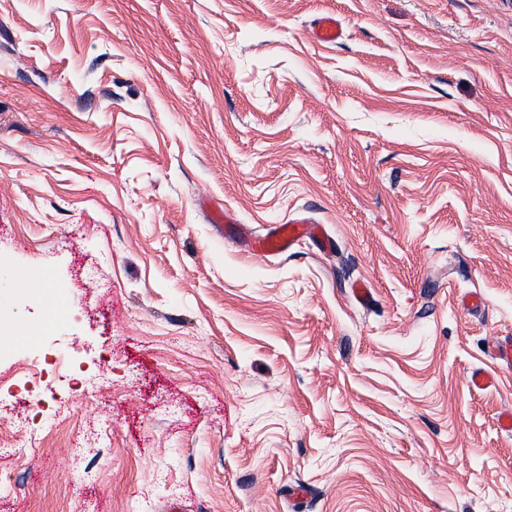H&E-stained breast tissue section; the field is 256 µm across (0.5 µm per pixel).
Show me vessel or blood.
<instances>
[{
  "mask_svg": "<svg viewBox=\"0 0 512 512\" xmlns=\"http://www.w3.org/2000/svg\"><path fill=\"white\" fill-rule=\"evenodd\" d=\"M311 36L322 45H334L343 38V29L335 16L326 14L316 19ZM211 221L223 225L224 235L228 238L239 239L246 249L252 253L272 256L285 254L295 248L301 241H317L321 252H331L335 241L320 222L299 217H291L283 223L274 225L270 231L261 237L250 236L247 225L239 223L232 211L220 207L211 212ZM490 354L495 361V371L477 370L469 379L470 386L478 391L492 389L497 384L496 370L512 371V339L495 342Z\"/></svg>",
  "mask_w": 512,
  "mask_h": 512,
  "instance_id": "vessel-or-blood-1",
  "label": "vessel or blood"
}]
</instances>
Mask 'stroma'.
I'll list each match as a JSON object with an SVG mask.
<instances>
[{"mask_svg": "<svg viewBox=\"0 0 512 512\" xmlns=\"http://www.w3.org/2000/svg\"><path fill=\"white\" fill-rule=\"evenodd\" d=\"M0 266V512H512V0H0ZM311 36L319 44L335 45L342 40L343 29L336 16L326 14L315 20ZM213 224H220L226 238H237L252 253L272 256L285 254L295 248L303 240H315L320 251L329 253L334 249L335 241L320 222L299 217H291L283 223L275 224L262 237H251L246 224L234 219V213L227 207H215L211 212Z\"/></svg>", "mask_w": 512, "mask_h": 512, "instance_id": "35a3bbf8", "label": "stroma"}]
</instances>
